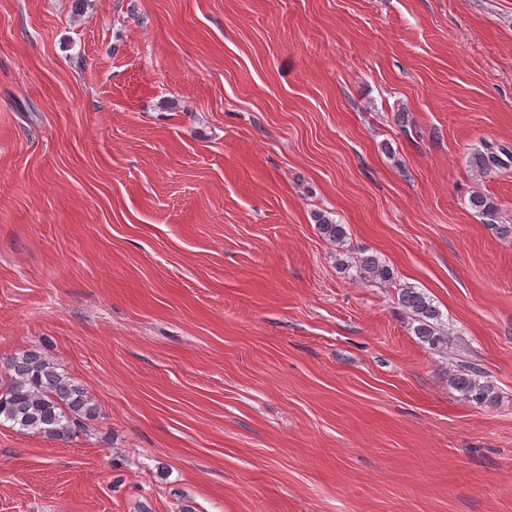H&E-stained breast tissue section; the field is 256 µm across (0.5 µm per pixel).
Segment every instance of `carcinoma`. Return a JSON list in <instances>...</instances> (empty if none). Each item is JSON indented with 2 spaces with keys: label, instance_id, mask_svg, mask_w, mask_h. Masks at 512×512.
<instances>
[{
  "label": "carcinoma",
  "instance_id": "carcinoma-1",
  "mask_svg": "<svg viewBox=\"0 0 512 512\" xmlns=\"http://www.w3.org/2000/svg\"><path fill=\"white\" fill-rule=\"evenodd\" d=\"M512 162V151L494 143L483 144L469 158L471 172L483 177ZM469 206L482 223L497 234L512 235V226L499 223L498 205L487 195L475 193ZM313 220L319 235L341 249L347 231L329 215L317 212ZM359 275L374 284L391 285L394 270L373 255H362L354 261ZM399 301L412 316L411 330L418 339L433 350L448 348L449 332L441 319L439 309L429 297L411 286L399 288ZM10 375L0 383V424L27 431L51 440H69L85 431L87 422L94 419L97 407L84 389L49 356L37 350H24L11 360ZM450 385L461 396L478 406L491 403L496 398L493 383L472 364H458L448 372Z\"/></svg>",
  "mask_w": 512,
  "mask_h": 512
}]
</instances>
